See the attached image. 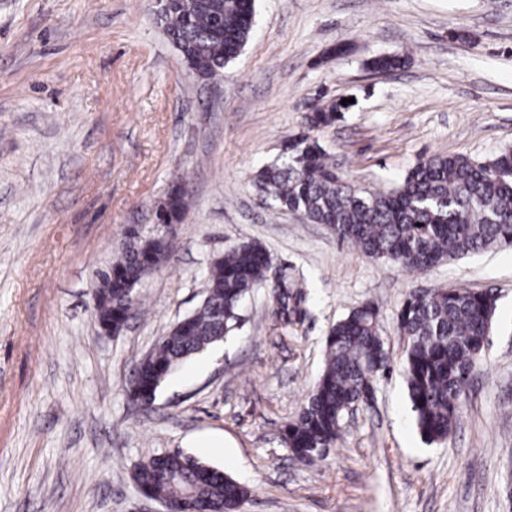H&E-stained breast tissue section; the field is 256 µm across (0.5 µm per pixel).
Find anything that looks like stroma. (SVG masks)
I'll return each mask as SVG.
<instances>
[{
	"mask_svg": "<svg viewBox=\"0 0 512 512\" xmlns=\"http://www.w3.org/2000/svg\"><path fill=\"white\" fill-rule=\"evenodd\" d=\"M217 82L182 65L152 0H0V512H160L132 479L181 448L246 486L240 512H512V247L417 273L366 256L256 184L309 105L352 99L315 137L344 182L394 189L420 161L512 149V0H255ZM344 43L347 53L328 57ZM405 58L376 73L371 59ZM188 208L124 331L91 284L173 187ZM243 241L273 276L218 358L197 355L152 408L126 390L194 312L213 256ZM301 312L273 314L275 274ZM494 289L497 308L454 431L424 442L396 317L415 290ZM375 303L391 371L310 465L282 430L322 370L325 338Z\"/></svg>",
	"mask_w": 512,
	"mask_h": 512,
	"instance_id": "35a3bbf8",
	"label": "stroma"
}]
</instances>
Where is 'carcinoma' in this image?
I'll list each match as a JSON object with an SVG mask.
<instances>
[{"label": "carcinoma", "instance_id": "obj_1", "mask_svg": "<svg viewBox=\"0 0 512 512\" xmlns=\"http://www.w3.org/2000/svg\"><path fill=\"white\" fill-rule=\"evenodd\" d=\"M182 64L200 79L218 75L254 31L255 7L244 0H167L158 13ZM399 56L371 60L376 71L401 67ZM344 105H311L306 132L286 139L278 160L261 167L256 181L277 204L312 224H326L341 242L366 255L425 271L447 258L512 246V150L484 161L464 155H434L409 171L392 192L365 193L345 183L312 132L333 125ZM187 196L172 190L160 206L161 224H177ZM169 239L138 226L93 286L100 329L120 333L138 306L126 289L137 286L167 260ZM271 265L266 249L245 242L216 256L208 291L182 324L171 328L140 362L128 388L136 403H153L179 365L202 347L231 335L240 325L242 302L264 282ZM498 298L490 290L450 288L411 293L397 326L407 341L405 379L415 425L428 442L448 439L458 420L464 390L482 356ZM379 309L366 302L337 321L326 336L324 366L282 440L303 464L321 457L342 438L351 408L375 394L390 364L378 332ZM138 490L163 501L187 500L209 512H237L247 490L218 468L173 449L139 463Z\"/></svg>", "mask_w": 512, "mask_h": 512}]
</instances>
